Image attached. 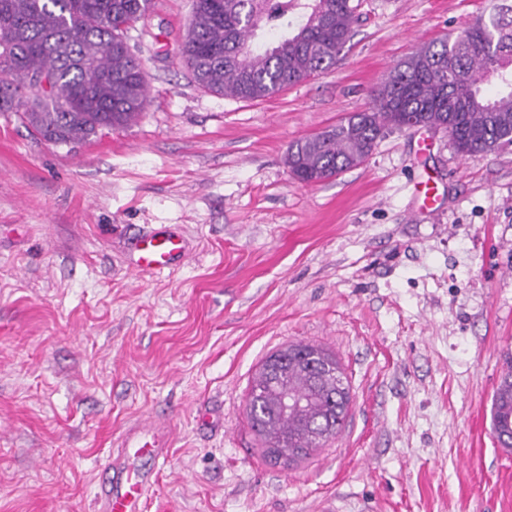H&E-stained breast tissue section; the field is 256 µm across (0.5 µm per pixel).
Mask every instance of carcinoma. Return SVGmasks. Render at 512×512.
<instances>
[{"label":"carcinoma","mask_w":512,"mask_h":512,"mask_svg":"<svg viewBox=\"0 0 512 512\" xmlns=\"http://www.w3.org/2000/svg\"><path fill=\"white\" fill-rule=\"evenodd\" d=\"M152 0H0V113L43 139L80 145L135 121L147 103L141 61L125 40ZM354 0H195L183 58L195 81L226 97L255 100L331 69L352 38ZM264 28L269 47L239 46ZM445 127L458 153L512 144V0H493L469 28L420 45L377 85L372 106L289 146L285 164L307 182L357 167L386 131L409 122ZM253 380L248 416L266 458L290 464L341 431L350 385L335 356L311 343L276 352ZM300 405L281 409V389ZM492 431L512 449V367L492 403Z\"/></svg>","instance_id":"obj_1"}]
</instances>
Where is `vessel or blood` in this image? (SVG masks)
I'll list each match as a JSON object with an SVG mask.
<instances>
[{
  "label": "vessel or blood",
  "instance_id": "1",
  "mask_svg": "<svg viewBox=\"0 0 512 512\" xmlns=\"http://www.w3.org/2000/svg\"><path fill=\"white\" fill-rule=\"evenodd\" d=\"M184 255L180 237L153 232L139 237L131 259L133 269L163 271ZM170 439L164 429H154L149 436L126 440L120 456L108 460L97 486L100 512H145L156 474L146 469L143 459L159 460L166 456Z\"/></svg>",
  "mask_w": 512,
  "mask_h": 512
}]
</instances>
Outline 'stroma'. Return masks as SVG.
<instances>
[{"label":"stroma","instance_id":"obj_1","mask_svg":"<svg viewBox=\"0 0 512 512\" xmlns=\"http://www.w3.org/2000/svg\"><path fill=\"white\" fill-rule=\"evenodd\" d=\"M489 4L360 0L335 68L242 100L185 65L194 0H153L129 31L149 90L134 123L73 148L0 115V512H97L98 469L149 421L171 444L146 512H512L491 431L512 360V145L464 156L443 129L393 130L312 185L284 162ZM161 229L189 257L132 270ZM299 342L336 356L350 412L274 466L246 401Z\"/></svg>","mask_w":512,"mask_h":512}]
</instances>
